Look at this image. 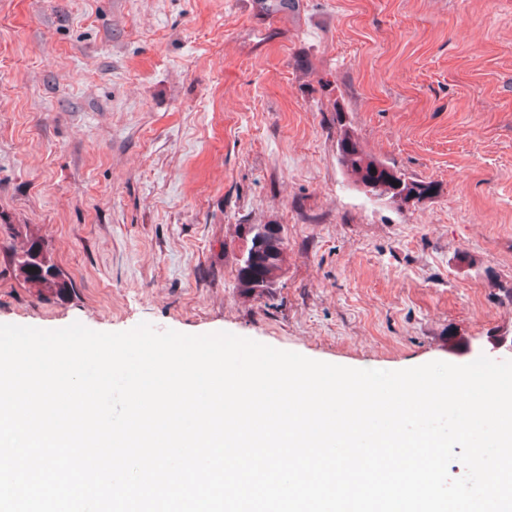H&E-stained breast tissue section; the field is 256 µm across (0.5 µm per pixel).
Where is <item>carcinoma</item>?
Instances as JSON below:
<instances>
[{
  "instance_id": "obj_1",
  "label": "carcinoma",
  "mask_w": 512,
  "mask_h": 512,
  "mask_svg": "<svg viewBox=\"0 0 512 512\" xmlns=\"http://www.w3.org/2000/svg\"><path fill=\"white\" fill-rule=\"evenodd\" d=\"M260 7L270 14L288 12L295 7V0H260ZM337 143L343 144L338 150L340 165L354 184L366 193L419 200L436 190L434 183L417 180L367 153L356 138L346 141L341 137ZM286 250L284 237L277 226L268 234L264 247L254 255L252 263L238 259L239 291L258 298L272 295L271 286L277 284L284 272ZM14 264L23 281L40 291L62 295L69 290L64 275L48 263L43 247L37 241L14 253Z\"/></svg>"
}]
</instances>
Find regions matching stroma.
Instances as JSON below:
<instances>
[{
    "instance_id": "stroma-1",
    "label": "stroma",
    "mask_w": 512,
    "mask_h": 512,
    "mask_svg": "<svg viewBox=\"0 0 512 512\" xmlns=\"http://www.w3.org/2000/svg\"><path fill=\"white\" fill-rule=\"evenodd\" d=\"M346 129L436 194H364ZM247 224L287 244L269 299ZM76 321L381 370L512 339V0H0V323ZM267 236L265 245L254 255L251 264L246 262V245H244L241 258L238 259L237 288L248 296L262 298L271 296V286H276L284 272L287 246L277 224ZM263 275L265 279L258 278ZM267 280V282H266ZM28 242L29 246L21 252L14 253V264L18 275L25 283H28L40 291H47L62 295L70 288L64 275L53 265L49 264L42 245L33 241ZM39 256V259H35Z\"/></svg>"
}]
</instances>
